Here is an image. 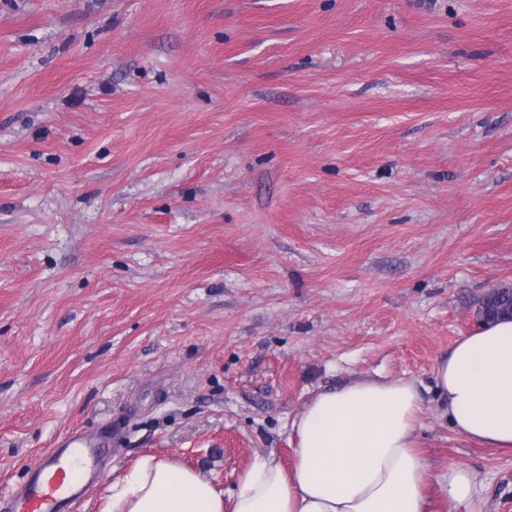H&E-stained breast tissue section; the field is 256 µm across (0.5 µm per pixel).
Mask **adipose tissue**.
<instances>
[{
	"label": "adipose tissue",
	"instance_id": "1",
	"mask_svg": "<svg viewBox=\"0 0 512 512\" xmlns=\"http://www.w3.org/2000/svg\"><path fill=\"white\" fill-rule=\"evenodd\" d=\"M436 393L464 438L512 451V318L463 337L435 369ZM415 381L358 377L319 390L291 423L290 464L256 455L224 491L202 472L143 457L113 483L104 512H429L427 488L469 503L476 474L434 472L417 445Z\"/></svg>",
	"mask_w": 512,
	"mask_h": 512
}]
</instances>
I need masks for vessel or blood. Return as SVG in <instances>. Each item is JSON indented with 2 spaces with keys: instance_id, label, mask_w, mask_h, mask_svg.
<instances>
[{
  "instance_id": "b4317fda",
  "label": "vessel or blood",
  "mask_w": 512,
  "mask_h": 512,
  "mask_svg": "<svg viewBox=\"0 0 512 512\" xmlns=\"http://www.w3.org/2000/svg\"><path fill=\"white\" fill-rule=\"evenodd\" d=\"M105 452L101 441L70 433L29 467L10 512H65L76 497L69 482L71 474L94 469Z\"/></svg>"
}]
</instances>
